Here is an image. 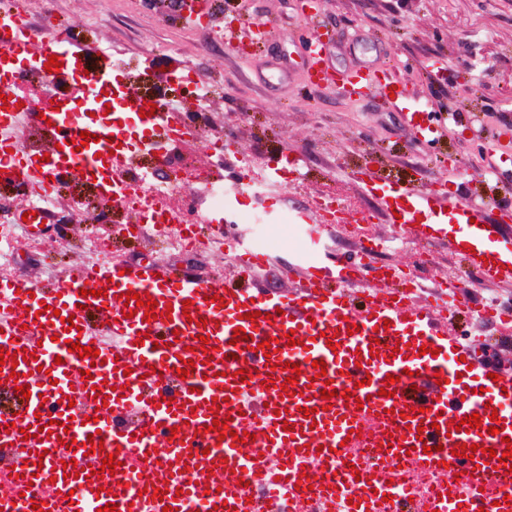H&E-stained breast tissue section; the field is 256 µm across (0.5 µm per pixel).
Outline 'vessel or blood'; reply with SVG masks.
Here are the masks:
<instances>
[{
  "mask_svg": "<svg viewBox=\"0 0 512 512\" xmlns=\"http://www.w3.org/2000/svg\"><path fill=\"white\" fill-rule=\"evenodd\" d=\"M11 4L18 24L11 33H0V68L10 64L23 71L15 53L19 47L42 58L62 50L68 64L56 79L106 75V102L121 116L137 115L152 138L197 125L194 113L139 117L142 97L111 63L97 61L93 50L68 37L33 42L26 33L28 7L23 0ZM325 55L322 40L310 36L304 59L310 83L338 84L352 97L389 98L411 132L428 143L438 140L441 120L420 113L397 79L362 70L338 78ZM71 102L64 91L35 111L0 109V146H13L25 127L47 136L44 150L27 154L24 163L0 161V181L15 188L19 211L29 216V238L44 248L54 242L44 236V215L29 214L30 188L81 171L99 194L124 196L130 188L127 163L139 147L114 125L65 124L62 111ZM84 131L95 134V141L79 151L69 149ZM300 167L299 158L285 151L266 161L267 176L276 183ZM361 183L383 213L397 212L421 240L439 241L441 224L486 225L481 207L461 201L447 183L386 190L370 170ZM377 244L376 237L364 238L355 253L336 260L301 253L300 286L276 295L223 289L205 275L176 272L160 260L129 266L112 254L77 265L52 283L0 277V347L20 356L17 365H0V391L24 384L31 393L19 414L0 411V449L32 474L46 512H97L109 503L116 512H162L166 506L171 512H261L257 501L248 500L244 481L265 473L273 487H292L305 483L304 468L314 460L338 494L352 500L354 512H373L380 497L385 512L400 506L419 512V504L403 501L391 482L390 466L405 453L416 465L438 471L442 481L467 474L466 493L446 490L434 503L435 512H512L501 504L504 495H512V462L497 459L506 439H512V374L491 380L490 366L477 362L465 338L449 332L448 312L467 304L466 290L436 291L433 303L421 307L414 295L421 283L414 273L379 268L374 280L385 284V291L357 309L352 293L362 284ZM239 256L240 273L251 281L271 265L272 256L262 247L243 248ZM469 260L480 283L512 281V260H501L494 245L476 249ZM393 280L403 282V290L390 288ZM127 292L149 293L157 317L146 319L145 307L126 303ZM238 329L245 340L234 341ZM288 332L294 333L295 346H286ZM205 341L211 346L207 354L200 349ZM74 343L98 349L100 363L72 352ZM423 345L428 354H420ZM318 361L326 364L324 374L314 368ZM290 364L301 371L292 383ZM183 368L188 374L182 379ZM241 369L246 379H239ZM389 374L396 375V383L386 382ZM469 376L481 394H471ZM259 382L265 388L253 394ZM387 386L393 391L389 398L380 394ZM326 388L335 390V397L322 399ZM70 398L75 406H67ZM474 413L481 428L464 422ZM494 414L500 432L491 435L487 429ZM217 416L226 420L220 432L211 428ZM93 434L103 441L97 452L87 441ZM344 441L353 448L381 449L365 484L335 479ZM459 444L479 450L473 459L458 457L453 450ZM270 446L279 449L277 459L264 455ZM157 448L164 451L162 464L149 471L131 467L132 459ZM491 448L496 458L488 457ZM112 453L119 467L113 476L97 477L104 455Z\"/></svg>",
  "mask_w": 512,
  "mask_h": 512,
  "instance_id": "1",
  "label": "vessel or blood"
}]
</instances>
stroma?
Segmentation results:
<instances>
[{"mask_svg": "<svg viewBox=\"0 0 512 512\" xmlns=\"http://www.w3.org/2000/svg\"><path fill=\"white\" fill-rule=\"evenodd\" d=\"M211 11L214 23L196 27L170 0H30L34 25L53 15L77 42L124 62L127 80L141 94L155 91L156 73L185 64L210 77L219 90L206 121L240 154L266 158L285 149L300 156L301 187L279 188L270 200L252 197L248 206L257 212L286 213L336 186L353 205L374 211L373 232L395 235L400 225L389 223L360 185V169L371 167L384 181L404 186L461 185L465 198L481 202L488 222L496 223L499 202L512 197V0H322L313 19L301 15L297 0H211ZM254 23L268 35L248 57L218 35L221 27L239 34ZM313 33L329 35L335 72L367 67L399 80L412 104L443 119L439 140L427 144L413 136L380 99L307 85L300 66L303 40ZM437 59L444 70H433ZM107 215L112 250L121 259L192 266L218 285L239 287L224 256L207 249L185 255L160 240L128 236L122 227L131 213L111 206ZM102 230L78 225L48 253L24 243V229L15 227L13 276L25 279L40 269L49 282L68 273L86 255L90 236ZM425 255L431 280L450 272L468 280L466 256L447 243L427 246ZM490 298L512 305V282L473 288L452 332L500 338L498 326L480 316Z\"/></svg>", "mask_w": 512, "mask_h": 512, "instance_id": "35a3bbf8", "label": "stroma"}]
</instances>
